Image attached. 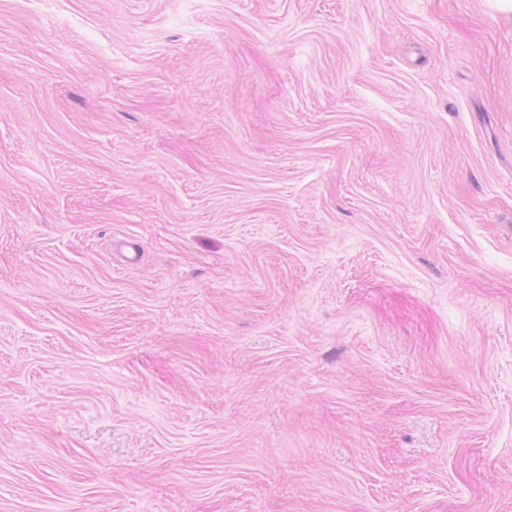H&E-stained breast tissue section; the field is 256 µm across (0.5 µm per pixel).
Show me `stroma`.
<instances>
[{
  "instance_id": "35a3bbf8",
  "label": "stroma",
  "mask_w": 512,
  "mask_h": 512,
  "mask_svg": "<svg viewBox=\"0 0 512 512\" xmlns=\"http://www.w3.org/2000/svg\"><path fill=\"white\" fill-rule=\"evenodd\" d=\"M0 512H512V14L0 0Z\"/></svg>"
}]
</instances>
